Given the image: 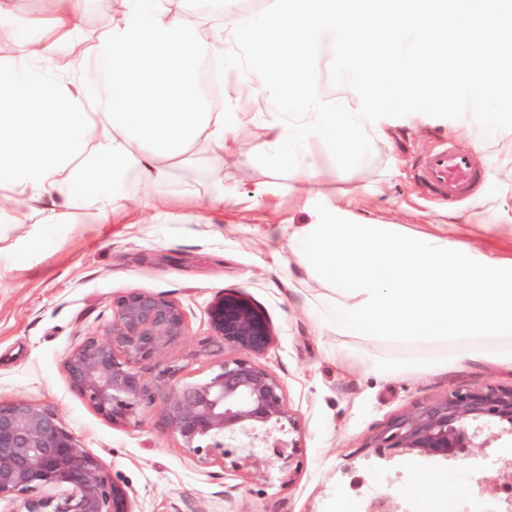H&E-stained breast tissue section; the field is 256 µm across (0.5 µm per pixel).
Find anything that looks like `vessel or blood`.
I'll return each mask as SVG.
<instances>
[{"instance_id":"b4317fda","label":"vessel or blood","mask_w":512,"mask_h":512,"mask_svg":"<svg viewBox=\"0 0 512 512\" xmlns=\"http://www.w3.org/2000/svg\"><path fill=\"white\" fill-rule=\"evenodd\" d=\"M483 175L471 154L445 144L426 157L419 178L432 195L453 201L465 197Z\"/></svg>"}]
</instances>
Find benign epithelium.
<instances>
[{"mask_svg": "<svg viewBox=\"0 0 512 512\" xmlns=\"http://www.w3.org/2000/svg\"><path fill=\"white\" fill-rule=\"evenodd\" d=\"M112 324L89 336L67 356L73 390L98 414L125 423L155 401L138 365L155 361L186 336L181 305L165 295L132 290L112 300ZM214 342L252 356L264 355L275 334L266 313L249 299L223 293L208 310ZM180 368L159 373L166 388L160 424L184 447L209 456L224 448H281L291 422L282 387L269 371L247 359L224 360L200 383L178 384ZM485 416L512 426V388H460L441 400L395 418L376 447L416 450L450 460L466 448H483ZM64 488L60 496L43 495ZM17 512H132L127 490L86 452L79 436L52 407L24 399H0V502Z\"/></svg>", "mask_w": 512, "mask_h": 512, "instance_id": "obj_1", "label": "benign epithelium"}]
</instances>
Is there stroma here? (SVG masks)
<instances>
[{"mask_svg": "<svg viewBox=\"0 0 512 512\" xmlns=\"http://www.w3.org/2000/svg\"><path fill=\"white\" fill-rule=\"evenodd\" d=\"M255 123L223 157H195L172 169L167 194L171 216L127 203L112 223L89 212L46 223L0 229V398H22L55 408L129 493L133 512H363L370 498L392 497L405 512L421 500L418 478L446 488L449 497L474 500L483 480L512 460V435L490 427L486 447L443 461L402 456L372 441L396 416L433 403L458 388H508L512 363L475 356L474 344H403L346 334L327 322L335 304L325 284L288 243V227L315 218V203H343L363 224H393L404 234L442 235L471 244L488 258L512 261V226L469 223L470 199L437 201L415 183L419 162L438 145L463 149L485 122L482 102L461 96L440 104L420 94L414 109L429 115L416 128L397 120L389 141L376 142L364 160L346 164L325 140H309L302 154L319 169L315 203L293 189L290 166L260 160L269 125L287 122L264 94L240 103ZM481 167L512 177V101L499 110L495 136L475 154ZM497 178L474 192L487 217L512 214V197ZM192 184L200 200L216 187L233 196L221 209L183 201ZM135 289L163 294L182 306L187 334L169 346L159 364L184 366L178 380L200 382L238 351L208 341V310L221 292H236L267 313L275 342L259 364L281 383L295 427L289 461L251 448L225 458H201L159 423L160 404L129 422L99 415L71 388L64 361L88 335L112 321V299ZM447 358L445 367L390 377L362 370L358 359L416 364ZM159 364H147L154 381Z\"/></svg>", "mask_w": 512, "mask_h": 512, "instance_id": "stroma-1", "label": "stroma"}]
</instances>
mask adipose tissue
<instances>
[{
    "label": "adipose tissue",
    "instance_id": "obj_1",
    "mask_svg": "<svg viewBox=\"0 0 512 512\" xmlns=\"http://www.w3.org/2000/svg\"><path fill=\"white\" fill-rule=\"evenodd\" d=\"M84 0H52V39L21 24L0 0V224H23L33 207L86 210L100 224L130 201V185L168 207L175 165L221 155L252 123L198 90L202 62L246 70L245 95L267 93L291 127L265 133V157L288 162L311 138L360 158L386 138L398 110L431 74L441 101L463 90L486 107L485 134L512 96V27L504 0H279L268 12H229L200 37L184 0H121L94 46L107 65L98 94L90 67L63 52L81 27ZM337 45L338 69L357 74V91L335 105L316 91L313 51Z\"/></svg>",
    "mask_w": 512,
    "mask_h": 512
}]
</instances>
